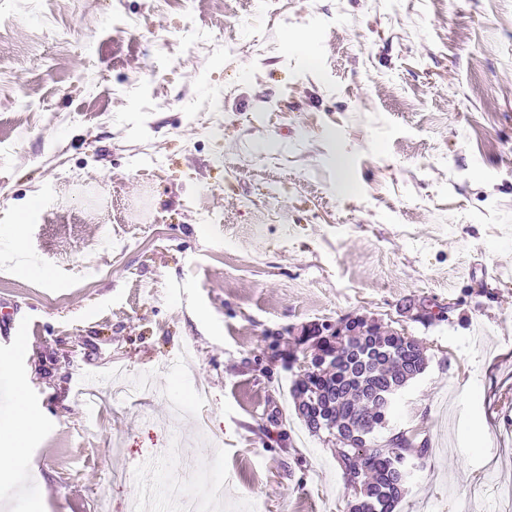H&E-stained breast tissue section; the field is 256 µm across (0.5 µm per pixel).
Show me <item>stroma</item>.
Returning <instances> with one entry per match:
<instances>
[{"label": "stroma", "instance_id": "35a3bbf8", "mask_svg": "<svg viewBox=\"0 0 512 512\" xmlns=\"http://www.w3.org/2000/svg\"><path fill=\"white\" fill-rule=\"evenodd\" d=\"M2 309L9 512H345L289 355L346 315L430 349L396 512H512V0H0ZM41 415L33 408L22 386L18 389L16 417L0 426V474L6 475L22 459L25 452V438L36 433L41 426ZM3 450V452H2ZM166 491L168 496L185 504L184 512H202L206 503L224 497L223 478H214L206 483L204 499L186 491L181 482L167 480Z\"/></svg>", "mask_w": 512, "mask_h": 512}]
</instances>
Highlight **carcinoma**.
<instances>
[{"label":"carcinoma","mask_w":512,"mask_h":512,"mask_svg":"<svg viewBox=\"0 0 512 512\" xmlns=\"http://www.w3.org/2000/svg\"><path fill=\"white\" fill-rule=\"evenodd\" d=\"M318 350L321 364L305 369L292 387L298 414L312 433L357 442L336 451L342 475L361 477V495L347 502L348 512H395L427 442L417 444L404 431L378 434L390 421L389 395L427 368L423 342L376 325L356 336H324Z\"/></svg>","instance_id":"cac0c4a2"}]
</instances>
